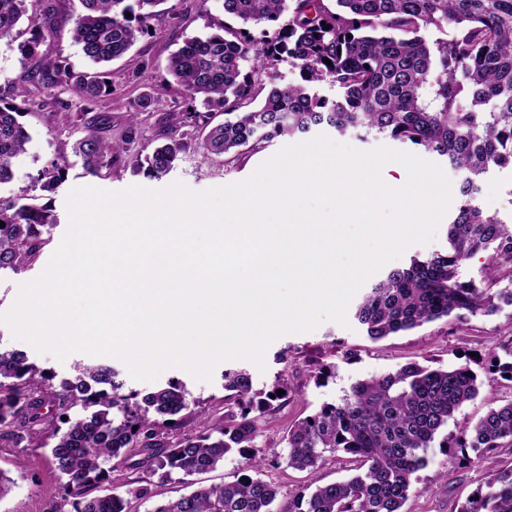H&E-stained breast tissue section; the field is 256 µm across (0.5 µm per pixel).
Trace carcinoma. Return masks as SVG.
<instances>
[{"label": "carcinoma", "mask_w": 512, "mask_h": 512, "mask_svg": "<svg viewBox=\"0 0 512 512\" xmlns=\"http://www.w3.org/2000/svg\"><path fill=\"white\" fill-rule=\"evenodd\" d=\"M28 2L0 0V39L19 41L37 83L46 90L72 84L89 104L109 94L108 72L74 73L61 59L40 54L43 41L58 37L56 8L46 0L41 14L30 15ZM80 2L71 40L95 65L122 57L153 21L175 19L160 8L166 0ZM326 2L223 0L224 15L237 25L189 37L168 58L167 75L189 109L168 113L160 143L147 154H130L89 125L72 154L89 176L122 162L135 175L159 180L190 151L238 168L275 139L317 127L389 137L461 172L460 202L448 223V248L388 271L367 289L353 319L380 340L462 311L488 315L512 306L511 288L494 289L460 272L461 263L480 252L489 253L491 272L497 260H512V226L474 200L476 181L490 166H512V0H335L333 8ZM24 17L32 31L25 40L18 28ZM424 32L437 37L428 40ZM286 61L301 82H282ZM326 80L336 87L333 99L319 94ZM219 114L222 123L214 122ZM21 117L19 106L0 105V183L13 179L32 141ZM68 169L53 161L34 177L40 194L0 198V271L31 265L49 243L47 234L59 223L53 195ZM503 353L492 357L485 374H512V346ZM116 377L108 365L89 366L56 386L25 352L0 350V444L25 447L44 423L45 403L56 406L49 433L58 512H130L132 501L149 494L142 480L124 483L119 493H99L125 469L146 465L169 481L214 470L236 451L259 470L260 426L289 391L288 379L280 377L269 390L273 397L258 399L247 371L226 370L224 423L197 430L179 417L188 407L181 382L141 396L123 393ZM280 389L285 394L277 395ZM478 392V375L467 364L446 370L411 364L358 381L339 403L323 404L284 438L290 468L315 472L327 455L343 452L360 462L358 473L312 491L301 488L291 512H403L425 464L421 452ZM78 406L82 413L69 417ZM506 440L512 443V402L490 409L459 448L484 461ZM278 494L274 484L243 475L150 512H273ZM459 512H512V468L489 469L485 487Z\"/></svg>", "instance_id": "cac0c4a2"}]
</instances>
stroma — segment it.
Listing matches in <instances>:
<instances>
[{
    "instance_id": "obj_1",
    "label": "stroma",
    "mask_w": 512,
    "mask_h": 512,
    "mask_svg": "<svg viewBox=\"0 0 512 512\" xmlns=\"http://www.w3.org/2000/svg\"><path fill=\"white\" fill-rule=\"evenodd\" d=\"M55 6L61 36L43 42L40 52L50 58L63 57L73 72L90 70L89 61L68 36L72 17L79 8L78 0H56ZM167 6L180 14L179 27H159L156 33L140 37L123 57L113 60L109 65L111 94L88 106L83 105L72 88L46 92L31 78L16 43L0 40V89L23 88L27 104L22 121L33 136L14 179L0 184V197L22 195L30 189L37 171L51 161L68 159L72 162L67 181L54 196L59 222L51 232L50 243L31 266L0 272V312L12 306L21 284L40 275L58 247L68 227L66 199L72 188L95 186L117 191L137 184L162 189L179 181L192 190L202 191L247 179L260 164L291 144V137L278 138L238 169H228L190 153L160 180L132 175L120 165L103 170L97 177L84 174L80 160L72 156L71 144L82 135L85 122L100 127L104 138L120 144L126 142L130 113H137V136L134 142L126 143L131 151L147 153L154 148V136L167 121L169 113L185 108L182 94L163 83L168 58L185 38L205 35L213 24L223 21L222 0H207L203 5L198 0H167ZM146 96L160 97V106L139 110L138 104ZM475 201L485 213L511 222L512 167H490L478 183ZM510 342V306L491 316L477 314L460 320H438L378 341L366 336L357 323L344 327L325 321L312 331L276 339L266 351L265 369H258L247 360H227L215 368L208 382L196 381L186 371L170 368L156 382L150 383L133 379L126 365L113 357L104 361L97 356L74 353L65 361H58L51 355L38 353L28 342L14 338L6 326L0 325L1 348L24 351L31 362L54 374L59 381L73 378L77 366L97 365L104 361L118 372L129 390L147 393L154 386L165 385L172 379L184 382L189 391V406L182 416L195 428L223 420L224 370L246 369L257 391L269 389L277 376L287 374L292 394L262 423L256 439L265 458L261 477L274 482L280 489L274 504L275 512H289L291 500L300 486L339 481L349 476L354 466L352 458L340 452L314 473L288 468L283 438L291 425L314 413L323 403L340 401L355 382L397 372L410 363L442 369L466 364L473 371L482 372L490 355ZM322 369L328 370L330 376L319 385L314 375ZM511 401L512 379L499 375L483 379L478 396L455 412L426 450V464L416 474L412 493L404 506L405 512H458L459 505L477 488L484 486L487 478L485 463L462 459L458 443L490 408ZM42 442V437L38 436L32 447L23 450L0 447V469L15 481L11 493L0 500V512H57L59 501L54 497V489L58 476L48 460L50 450L43 447ZM249 471L248 460L233 452L225 456L223 465L192 475L187 482L178 479L163 482L144 468L114 473L112 482L117 485L136 478L147 481L152 499L134 502L131 508L133 512H151L154 502L187 494L190 485H219L234 481Z\"/></svg>"
}]
</instances>
